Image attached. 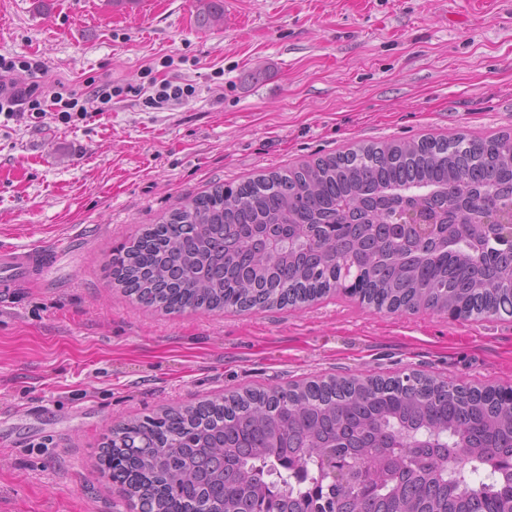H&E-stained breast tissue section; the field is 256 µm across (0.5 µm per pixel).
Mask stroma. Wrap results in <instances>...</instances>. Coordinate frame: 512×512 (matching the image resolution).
<instances>
[{
	"label": "stroma",
	"instance_id": "1",
	"mask_svg": "<svg viewBox=\"0 0 512 512\" xmlns=\"http://www.w3.org/2000/svg\"><path fill=\"white\" fill-rule=\"evenodd\" d=\"M0 0V56L48 86L178 75L188 101L81 120L0 113V246L48 268L0 302V512H136L100 474L113 428L245 389L411 371L512 388V317L376 312L329 293L165 312L112 275L181 203L357 143L512 132V0Z\"/></svg>",
	"mask_w": 512,
	"mask_h": 512
}]
</instances>
